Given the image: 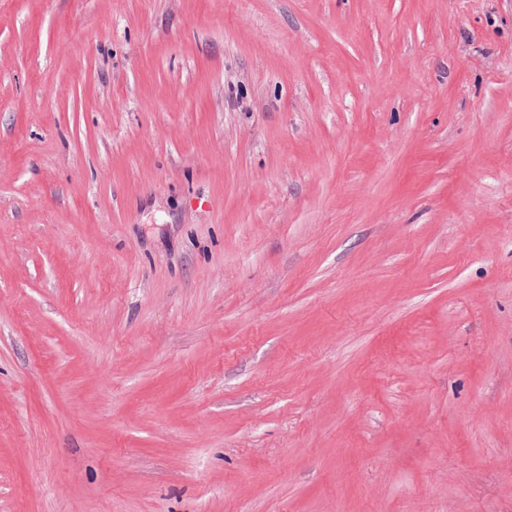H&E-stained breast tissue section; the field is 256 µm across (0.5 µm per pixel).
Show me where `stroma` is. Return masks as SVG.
<instances>
[{
  "label": "stroma",
  "instance_id": "35a3bbf8",
  "mask_svg": "<svg viewBox=\"0 0 512 512\" xmlns=\"http://www.w3.org/2000/svg\"><path fill=\"white\" fill-rule=\"evenodd\" d=\"M0 512H512V0H0Z\"/></svg>",
  "mask_w": 512,
  "mask_h": 512
}]
</instances>
